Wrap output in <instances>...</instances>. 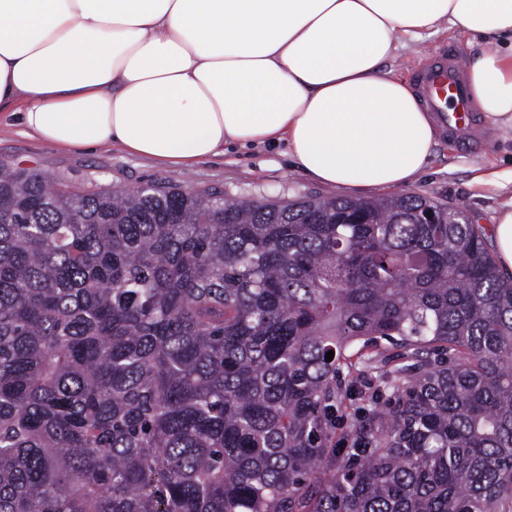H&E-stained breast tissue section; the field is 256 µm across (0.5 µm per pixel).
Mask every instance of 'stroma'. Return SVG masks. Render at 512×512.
<instances>
[{
    "label": "stroma",
    "instance_id": "stroma-1",
    "mask_svg": "<svg viewBox=\"0 0 512 512\" xmlns=\"http://www.w3.org/2000/svg\"><path fill=\"white\" fill-rule=\"evenodd\" d=\"M454 49L460 64L475 53L466 35L451 30L408 42L388 66L410 79L434 54ZM488 147L460 148L440 133L425 173L407 185L406 193L450 204L465 203L483 233H490L505 203L512 201V132L483 124ZM0 161L41 172L85 188L140 187L167 183L195 189L213 188L247 201H289L304 195L336 198H377L388 188H336L316 182L295 169L286 145L228 146L222 154L198 161L191 168L165 166L117 147L96 150L59 149L24 133L15 118L0 115Z\"/></svg>",
    "mask_w": 512,
    "mask_h": 512
}]
</instances>
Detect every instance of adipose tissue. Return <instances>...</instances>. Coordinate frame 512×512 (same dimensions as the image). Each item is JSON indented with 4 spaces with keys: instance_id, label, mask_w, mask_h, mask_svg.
<instances>
[{
    "instance_id": "obj_1",
    "label": "adipose tissue",
    "mask_w": 512,
    "mask_h": 512,
    "mask_svg": "<svg viewBox=\"0 0 512 512\" xmlns=\"http://www.w3.org/2000/svg\"><path fill=\"white\" fill-rule=\"evenodd\" d=\"M451 25L483 44L485 120L512 130V0H0V110L59 148L187 168L283 141L322 184L401 187L438 128L385 65Z\"/></svg>"
}]
</instances>
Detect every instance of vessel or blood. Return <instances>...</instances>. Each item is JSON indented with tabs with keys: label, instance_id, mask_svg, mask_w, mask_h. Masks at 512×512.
<instances>
[{
	"label": "vessel or blood",
	"instance_id": "vessel-or-blood-1",
	"mask_svg": "<svg viewBox=\"0 0 512 512\" xmlns=\"http://www.w3.org/2000/svg\"><path fill=\"white\" fill-rule=\"evenodd\" d=\"M415 87L449 137L464 147H484L481 125L473 114L466 75L455 53L430 58L417 70Z\"/></svg>",
	"mask_w": 512,
	"mask_h": 512
}]
</instances>
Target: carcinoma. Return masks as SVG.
Listing matches in <instances>:
<instances>
[{
  "label": "carcinoma",
  "mask_w": 512,
  "mask_h": 512,
  "mask_svg": "<svg viewBox=\"0 0 512 512\" xmlns=\"http://www.w3.org/2000/svg\"><path fill=\"white\" fill-rule=\"evenodd\" d=\"M466 213L0 161V512H512V280Z\"/></svg>",
  "instance_id": "obj_1"
}]
</instances>
